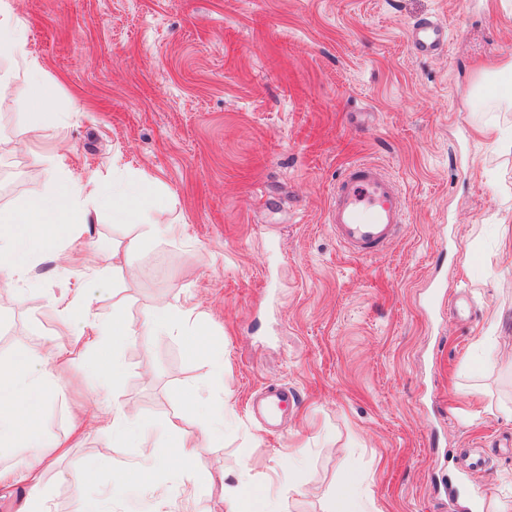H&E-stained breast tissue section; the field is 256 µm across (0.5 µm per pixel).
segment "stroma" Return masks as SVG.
I'll use <instances>...</instances> for the list:
<instances>
[{
	"mask_svg": "<svg viewBox=\"0 0 512 512\" xmlns=\"http://www.w3.org/2000/svg\"><path fill=\"white\" fill-rule=\"evenodd\" d=\"M28 48L46 63L56 109L0 101V207L70 172L151 190L171 237L93 215L0 280V357L58 330L54 300L84 289L98 316L120 308L133 336L112 348L124 378L98 394L87 358L66 365L44 407L47 436L70 410L134 406L153 446L180 389L224 413L191 473L163 471L171 512H225L224 490L265 491L279 512H329L350 473L366 512H493L512 500V154L486 132L477 78L512 62L507 0H13ZM441 22L443 51L409 47ZM82 111H75V104ZM385 167L406 201L383 252H346L325 222L347 164ZM127 250L113 271L99 244ZM160 303L191 307L224 360L188 356L180 337L138 330ZM223 391H215L216 378ZM293 392L273 432L251 407ZM482 454L476 468L465 453ZM139 454L134 439L88 425L45 471L55 512H76L72 476L99 497ZM209 483L198 499L188 477Z\"/></svg>",
	"mask_w": 512,
	"mask_h": 512,
	"instance_id": "stroma-1",
	"label": "stroma"
}]
</instances>
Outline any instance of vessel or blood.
<instances>
[{"mask_svg":"<svg viewBox=\"0 0 512 512\" xmlns=\"http://www.w3.org/2000/svg\"><path fill=\"white\" fill-rule=\"evenodd\" d=\"M411 41L416 54L442 51L445 29L435 21L414 25ZM405 221L398 189L384 169L351 163L339 179L328 209L327 222L337 241L358 256L378 253L397 237Z\"/></svg>","mask_w":512,"mask_h":512,"instance_id":"obj_1","label":"vessel or blood"}]
</instances>
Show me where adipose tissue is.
<instances>
[{
	"instance_id": "adipose-tissue-1",
	"label": "adipose tissue",
	"mask_w": 512,
	"mask_h": 512,
	"mask_svg": "<svg viewBox=\"0 0 512 512\" xmlns=\"http://www.w3.org/2000/svg\"><path fill=\"white\" fill-rule=\"evenodd\" d=\"M13 13V0H0V59L13 64L10 72L0 75V95L23 96L34 101L40 110H51V100L41 92L45 64L28 50L25 32L14 23ZM104 207L111 208L113 222L122 224L150 210L151 196L133 186H103L93 173L82 171L70 174L55 192L37 191L20 207L1 208L0 276L24 274L34 252L54 247L70 225L87 223L92 213ZM57 313L60 324L73 335L70 345L42 343L15 357L0 359V490L19 484L27 486L19 512H53L51 499L41 486L40 471L64 453L66 444L49 441L42 428L41 409L49 387L59 375L58 361L83 349L78 326L92 323L89 298L84 293L64 302ZM144 326L156 340L182 337L188 356L197 357L208 351L201 342L204 331L191 308L154 306L146 314ZM178 402V411L165 425L171 452L142 443V461L134 469V478L115 473L111 499L85 501L80 512H112V498L123 497L132 484L155 500L154 512H169L167 496L157 478L159 470L174 459L179 460L182 469H189L218 430L211 417L200 415L201 405L195 395L179 394ZM193 414L198 420L194 431L189 432L182 423Z\"/></svg>"
}]
</instances>
